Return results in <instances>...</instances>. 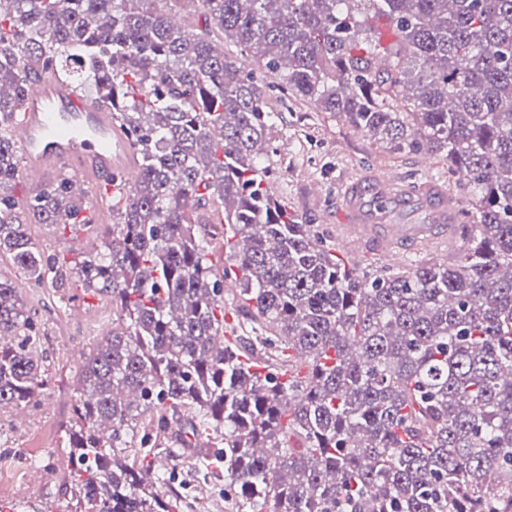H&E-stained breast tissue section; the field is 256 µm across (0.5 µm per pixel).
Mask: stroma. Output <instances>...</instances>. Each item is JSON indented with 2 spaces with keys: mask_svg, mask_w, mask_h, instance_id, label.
<instances>
[{
  "mask_svg": "<svg viewBox=\"0 0 512 512\" xmlns=\"http://www.w3.org/2000/svg\"><path fill=\"white\" fill-rule=\"evenodd\" d=\"M268 105L281 115L272 139L274 194L328 241L336 239L331 216L340 184L364 166L416 180L432 175L463 209H471L473 199L458 175L449 173L444 154H435V166L427 174L418 166L419 154L391 152L339 116L318 111L312 104L274 96ZM30 234L33 243L47 251L65 245L86 251L96 243L94 232L69 229L62 233L46 224L31 225ZM37 318L46 383L35 402L0 411V429L8 436L7 443H0V512H75L76 466L66 449L65 432L80 396L79 355L93 350L111 330L112 303L106 296L69 288L58 308L39 310ZM34 469L40 473L36 481L28 477ZM201 469L199 460L191 456L172 469L171 476L184 493L179 512H193V503L199 499L209 502L211 512H236L233 498L224 495L223 481L203 477Z\"/></svg>",
  "mask_w": 512,
  "mask_h": 512,
  "instance_id": "35a3bbf8",
  "label": "stroma"
}]
</instances>
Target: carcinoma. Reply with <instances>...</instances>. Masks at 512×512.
Returning a JSON list of instances; mask_svg holds the SVG:
<instances>
[{
	"label": "carcinoma",
	"instance_id": "cac0c4a2",
	"mask_svg": "<svg viewBox=\"0 0 512 512\" xmlns=\"http://www.w3.org/2000/svg\"><path fill=\"white\" fill-rule=\"evenodd\" d=\"M167 2L182 28L155 0H0V258L31 288L112 299L67 432L88 512H177L181 493L142 473L188 453L237 512H512V0ZM39 74L111 107L137 155L99 247L70 259L29 226L100 228L71 176L12 193ZM275 94L444 153L473 188L463 254L347 267L273 195ZM229 277L250 336L225 320ZM2 336L0 411L44 385L40 330L0 274Z\"/></svg>",
	"mask_w": 512,
	"mask_h": 512
}]
</instances>
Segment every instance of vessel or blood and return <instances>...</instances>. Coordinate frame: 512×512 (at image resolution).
I'll return each instance as SVG.
<instances>
[{
	"instance_id": "vessel-or-blood-1",
	"label": "vessel or blood",
	"mask_w": 512,
	"mask_h": 512,
	"mask_svg": "<svg viewBox=\"0 0 512 512\" xmlns=\"http://www.w3.org/2000/svg\"><path fill=\"white\" fill-rule=\"evenodd\" d=\"M14 136L22 175L36 188L69 171L110 194L136 169V155L109 108L84 100L57 78L33 82ZM340 197L335 218L341 241L357 249L375 247L385 257L447 241L462 217L455 198L438 183L411 182L392 171L354 174L342 184Z\"/></svg>"
}]
</instances>
